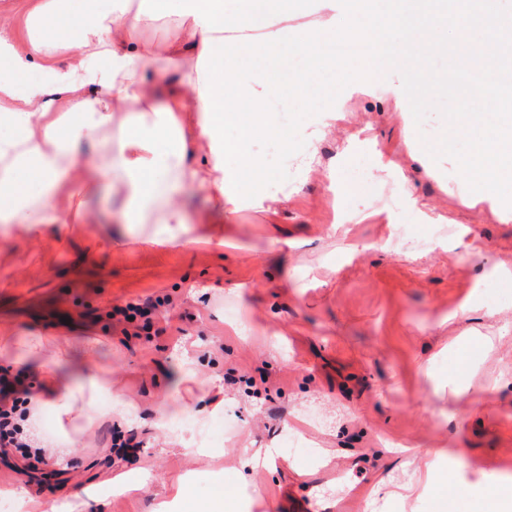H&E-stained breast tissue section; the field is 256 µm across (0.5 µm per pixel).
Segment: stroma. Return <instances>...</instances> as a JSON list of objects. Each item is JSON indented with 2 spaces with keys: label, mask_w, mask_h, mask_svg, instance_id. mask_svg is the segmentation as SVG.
Segmentation results:
<instances>
[{
  "label": "stroma",
  "mask_w": 512,
  "mask_h": 512,
  "mask_svg": "<svg viewBox=\"0 0 512 512\" xmlns=\"http://www.w3.org/2000/svg\"><path fill=\"white\" fill-rule=\"evenodd\" d=\"M409 116L385 91L345 90L315 143L316 165L269 208L224 219L197 188L181 202L197 243H146V224L119 217L107 179L84 198L87 224L43 227L40 238L0 225V336H46L112 383L104 418L74 433L78 470L59 471L56 493L0 460V491L24 489L69 512H160L175 485L189 512H205L217 486L237 512H338L356 492L365 512H446L448 487L402 492L429 451L458 485L512 483V213L461 200L456 162L421 176L406 140ZM444 214V224L427 216ZM428 240L392 249V227ZM169 297L152 340L106 331L113 304ZM470 403L449 391L467 337ZM192 418L204 453L178 426ZM136 431L140 462L108 467L113 429ZM278 449L275 466L245 452ZM147 476L123 491L115 477Z\"/></svg>",
  "instance_id": "1"
}]
</instances>
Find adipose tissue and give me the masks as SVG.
Masks as SVG:
<instances>
[{
  "mask_svg": "<svg viewBox=\"0 0 512 512\" xmlns=\"http://www.w3.org/2000/svg\"><path fill=\"white\" fill-rule=\"evenodd\" d=\"M289 0H241L225 12L224 0H0V25L19 18L16 34L0 33V61L11 79L0 80V121L13 133L0 137V223L28 234L47 224H85L82 198L99 177L113 191L142 203L133 224L152 227L151 241L179 244L190 219L178 194L191 185L220 212L233 214L261 200L267 176L250 159L252 139L269 128L264 113L232 95L234 63L264 65L283 39ZM166 21L176 36L146 38ZM177 72L178 83L149 80L158 70ZM120 135H113V126ZM236 126V143L224 129ZM180 147L162 149L169 129ZM95 151L84 160L82 142ZM201 153L204 164L192 162ZM239 165L227 167L228 156ZM28 168L41 188L29 192L18 172ZM15 365L42 362L35 393L39 410L54 416L62 434L77 421L101 417L111 382L90 367L62 373L41 336L14 343Z\"/></svg>",
  "mask_w": 512,
  "mask_h": 512,
  "instance_id": "adipose-tissue-1",
  "label": "adipose tissue"
}]
</instances>
